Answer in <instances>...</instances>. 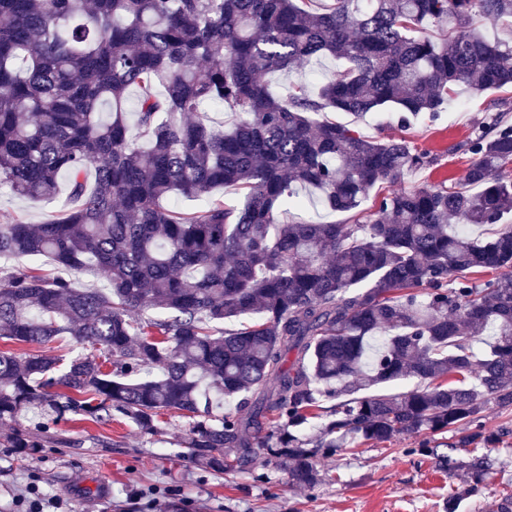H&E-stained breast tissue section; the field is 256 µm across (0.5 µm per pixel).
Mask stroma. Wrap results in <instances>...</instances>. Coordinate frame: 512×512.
Returning a JSON list of instances; mask_svg holds the SVG:
<instances>
[{
  "mask_svg": "<svg viewBox=\"0 0 512 512\" xmlns=\"http://www.w3.org/2000/svg\"><path fill=\"white\" fill-rule=\"evenodd\" d=\"M499 114L512 123L511 87L479 95L461 91L437 119L422 116L405 129L388 112L360 118L336 112L332 118L370 138L405 136L428 152L430 166L402 179V188L412 189L463 184L472 132ZM63 205L60 198L21 199L3 188L0 225L18 218L38 224ZM481 423L502 439L490 451L492 470L457 512H487L512 494V409L490 407ZM30 424L27 418L0 424V512H30V501L39 496L56 499L59 512H446L449 495L463 486L458 471L420 454L418 436L319 457L324 479L309 491L292 487L260 448L245 468L212 471L186 448L190 421L176 413L160 415L153 433L117 416L95 423L70 413L51 424L45 447L23 453L4 447L7 435ZM104 473L110 488L103 494L97 481Z\"/></svg>",
  "mask_w": 512,
  "mask_h": 512,
  "instance_id": "obj_1",
  "label": "stroma"
}]
</instances>
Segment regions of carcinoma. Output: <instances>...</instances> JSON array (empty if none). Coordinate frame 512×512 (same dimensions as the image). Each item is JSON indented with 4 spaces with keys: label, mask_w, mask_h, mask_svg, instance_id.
<instances>
[{
    "label": "carcinoma",
    "mask_w": 512,
    "mask_h": 512,
    "mask_svg": "<svg viewBox=\"0 0 512 512\" xmlns=\"http://www.w3.org/2000/svg\"><path fill=\"white\" fill-rule=\"evenodd\" d=\"M479 20L512 23V0H0V187L46 201L65 187L69 202L0 225V259L16 262L0 268V336L112 356L107 370L86 353L0 351V423L116 412L152 432L174 411L210 469L257 445L308 490L319 453L461 426L495 447L480 417L512 407V124L474 132L466 185L387 191L365 211L430 156L319 119L389 109L405 125L461 84L512 87V38ZM328 58L342 65L314 89L266 80ZM208 104L234 114L230 129L201 116ZM295 185L356 223H280ZM222 186L243 206L214 197ZM173 192L201 209L162 206ZM40 256L52 269L20 264ZM84 270L107 286L76 287ZM246 315L258 319L213 328ZM3 447L42 444L20 429ZM419 451L464 473L461 497L493 465L427 440Z\"/></svg>",
    "instance_id": "1"
}]
</instances>
